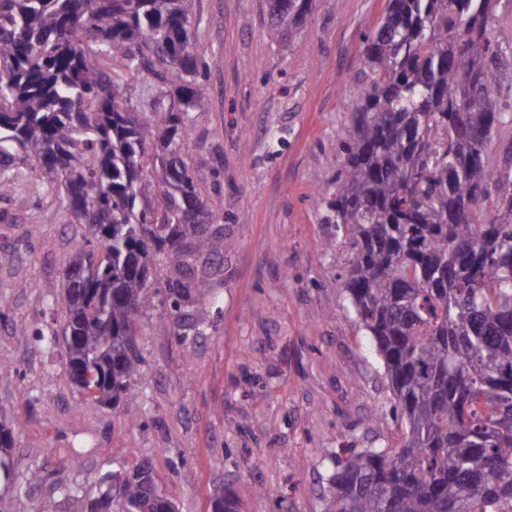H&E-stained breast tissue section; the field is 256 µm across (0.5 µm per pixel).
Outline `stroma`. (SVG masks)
Wrapping results in <instances>:
<instances>
[{"label":"stroma","instance_id":"stroma-1","mask_svg":"<svg viewBox=\"0 0 512 512\" xmlns=\"http://www.w3.org/2000/svg\"><path fill=\"white\" fill-rule=\"evenodd\" d=\"M386 0L316 5L292 41L265 35L261 0H192L210 91L188 117L185 157L224 217L210 299L144 311L141 398L120 411L68 378L57 320L71 217L27 175L0 222V421L19 424L0 512H77L112 470L149 462L176 512H326L331 458L398 439L377 425L388 388L342 290L350 248L316 205L335 179ZM55 285L47 294V285ZM25 335H17V328ZM199 328L192 352L178 334Z\"/></svg>","mask_w":512,"mask_h":512}]
</instances>
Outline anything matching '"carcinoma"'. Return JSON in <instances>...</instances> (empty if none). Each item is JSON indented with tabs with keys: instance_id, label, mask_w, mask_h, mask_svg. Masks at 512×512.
Here are the masks:
<instances>
[{
	"instance_id": "carcinoma-1",
	"label": "carcinoma",
	"mask_w": 512,
	"mask_h": 512,
	"mask_svg": "<svg viewBox=\"0 0 512 512\" xmlns=\"http://www.w3.org/2000/svg\"><path fill=\"white\" fill-rule=\"evenodd\" d=\"M190 0H0V198L21 168L89 234L66 267L70 380L118 407L135 396L151 267L171 313L207 287L221 217L183 157L209 93ZM501 0H388L364 36L362 86L333 188L351 248L342 281L401 430L397 446L333 458L328 512H512V133ZM314 0H262L267 37L298 33ZM6 481L27 486L0 459ZM142 464L108 474L81 512H175Z\"/></svg>"
}]
</instances>
